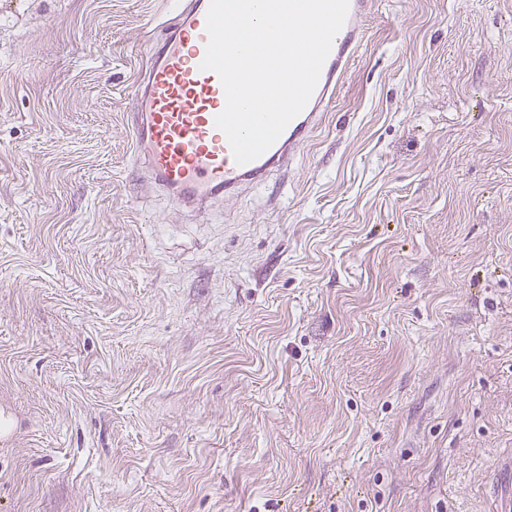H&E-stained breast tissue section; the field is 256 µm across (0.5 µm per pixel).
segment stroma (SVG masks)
I'll return each instance as SVG.
<instances>
[{"mask_svg":"<svg viewBox=\"0 0 512 512\" xmlns=\"http://www.w3.org/2000/svg\"><path fill=\"white\" fill-rule=\"evenodd\" d=\"M169 0H0V512H512V0H375L287 170L143 191Z\"/></svg>","mask_w":512,"mask_h":512,"instance_id":"obj_1","label":"stroma"}]
</instances>
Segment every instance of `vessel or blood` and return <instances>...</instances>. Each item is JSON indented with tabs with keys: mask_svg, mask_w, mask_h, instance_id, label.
Wrapping results in <instances>:
<instances>
[{
	"mask_svg": "<svg viewBox=\"0 0 512 512\" xmlns=\"http://www.w3.org/2000/svg\"><path fill=\"white\" fill-rule=\"evenodd\" d=\"M177 11L148 31L138 63L135 109L126 113L142 182L180 207L203 211L264 183L298 156L322 124L362 43L373 0H349L318 83L303 109L258 159L240 165L215 119L226 105L218 75L201 70L210 0H178Z\"/></svg>",
	"mask_w": 512,
	"mask_h": 512,
	"instance_id": "1",
	"label": "vessel or blood"
}]
</instances>
